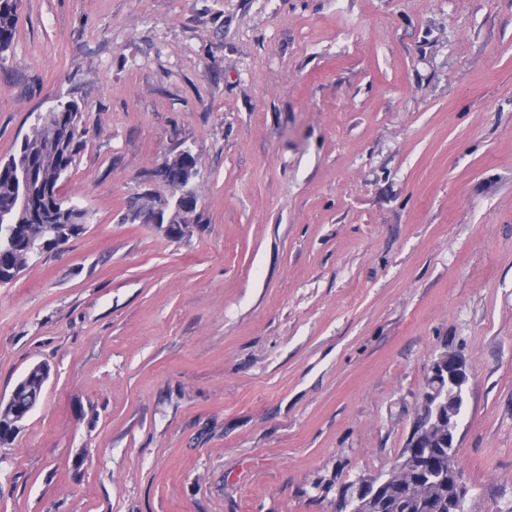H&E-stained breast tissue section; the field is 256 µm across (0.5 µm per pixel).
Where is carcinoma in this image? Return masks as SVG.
I'll return each mask as SVG.
<instances>
[{
	"label": "carcinoma",
	"mask_w": 512,
	"mask_h": 512,
	"mask_svg": "<svg viewBox=\"0 0 512 512\" xmlns=\"http://www.w3.org/2000/svg\"><path fill=\"white\" fill-rule=\"evenodd\" d=\"M16 0H0V55L12 46L16 35ZM59 117L49 127L35 126L34 139L0 162V272L28 267L29 251L46 239L60 246L86 230L87 211L72 213L61 193L83 132L79 131L81 107L75 101L60 103ZM153 176L161 178L173 196L181 193L177 175L157 167ZM192 211H176L166 233L182 236ZM18 431L14 415L0 413V447L9 445ZM428 455L435 464L427 469L399 470L387 487L365 508V512H448V449L437 435L427 436L420 447H405L400 453Z\"/></svg>",
	"instance_id": "1"
}]
</instances>
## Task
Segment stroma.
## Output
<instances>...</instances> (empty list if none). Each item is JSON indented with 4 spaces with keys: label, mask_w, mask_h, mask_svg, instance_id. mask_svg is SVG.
<instances>
[{
    "label": "stroma",
    "mask_w": 512,
    "mask_h": 512,
    "mask_svg": "<svg viewBox=\"0 0 512 512\" xmlns=\"http://www.w3.org/2000/svg\"><path fill=\"white\" fill-rule=\"evenodd\" d=\"M0 159L58 101L87 230L0 284V512H336L429 365L465 512H512V0H18ZM182 149L202 221L121 222ZM428 373L439 386L447 387L445 404L460 396L461 404L464 405V389L470 376V370L462 355L458 354L448 365L443 364L439 358L434 359L429 366Z\"/></svg>",
    "instance_id": "1"
}]
</instances>
